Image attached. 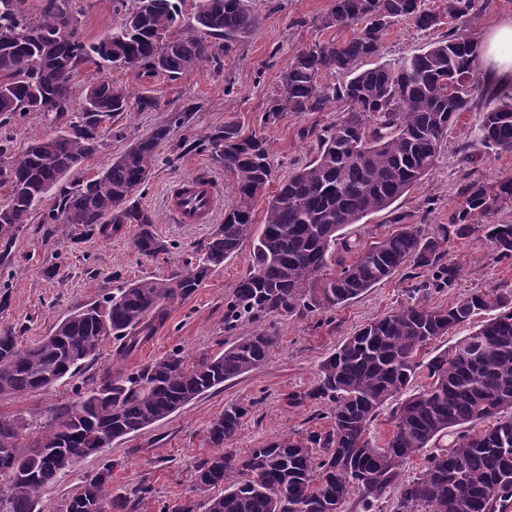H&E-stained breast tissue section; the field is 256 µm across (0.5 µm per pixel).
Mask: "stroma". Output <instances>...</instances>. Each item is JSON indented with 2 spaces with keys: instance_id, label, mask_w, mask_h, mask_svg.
<instances>
[{
  "instance_id": "35a3bbf8",
  "label": "stroma",
  "mask_w": 512,
  "mask_h": 512,
  "mask_svg": "<svg viewBox=\"0 0 512 512\" xmlns=\"http://www.w3.org/2000/svg\"><path fill=\"white\" fill-rule=\"evenodd\" d=\"M330 0H253L262 22L247 38L225 53L221 66L206 63L180 78L150 75L136 69L83 64L75 76L82 87L107 80L125 85L133 96L157 100L153 112L130 108L102 137L100 151L83 166L70 171L75 182L89 173L107 169L138 138L147 135L171 112L193 105L189 124L171 131L161 147L151 178L142 192L140 205L158 219L155 232L167 243L168 252L153 259L137 254L132 234L122 230L111 237L96 232H76L72 237L45 235L39 219L19 232L11 249L10 265H0V329L20 327L23 344H31L72 311L102 300L122 282L147 276L167 277L194 260L214 223L222 222L224 210L235 201L234 178L212 164L207 152L184 153L182 140L235 123L243 135L262 133L270 147L277 178H285L295 164L313 158L316 138H301L304 127L323 129L336 119V110L290 115L279 124L261 127L259 119L269 98L280 89V75L300 48L336 39L337 32L323 28L319 20ZM77 31L85 42L97 41L120 25L125 13L117 0H69ZM435 37L408 22L391 26L381 47V60L391 61L416 52ZM475 112L463 113L448 132L436 165L429 176L391 209L374 213L362 223L345 228L348 239L372 242L378 234L391 231L393 219L425 210L433 224H444L456 205V189L465 174L486 181L502 174L512 175V154L477 153L471 168L459 164V152L474 138ZM205 176L217 188L213 224H179L166 209L168 191L185 176ZM250 245H242L185 299L168 308V317L153 338L131 355L134 368L180 350L188 359L223 351L234 335L224 329V308L238 280L251 264ZM447 258L459 275L446 288L434 293L431 305L448 306L476 290L512 289V261H495L490 242L476 233L452 240ZM408 271H400L360 298L333 313L313 312L305 316H279L265 320L277 336L268 361L251 372L225 382L182 406L169 418L103 449L81 461L72 471L47 485L41 492L40 512H54L90 476L104 465L112 467V492L130 497L127 512H176L178 505L194 498V470L214 454L208 427L225 406L240 403L249 412L230 442L237 453L261 447L265 442L290 432L302 434L322 429L323 406L289 408L288 394L308 390L315 383L319 363L342 341L369 320L382 316L406 300ZM113 341L103 343L96 361L46 391L0 399V416L24 417L26 442L41 435L50 409L72 403L76 392L111 365Z\"/></svg>"
}]
</instances>
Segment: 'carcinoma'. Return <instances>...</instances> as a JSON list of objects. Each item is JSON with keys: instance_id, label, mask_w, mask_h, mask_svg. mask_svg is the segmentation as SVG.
<instances>
[{"instance_id": "cac0c4a2", "label": "carcinoma", "mask_w": 512, "mask_h": 512, "mask_svg": "<svg viewBox=\"0 0 512 512\" xmlns=\"http://www.w3.org/2000/svg\"><path fill=\"white\" fill-rule=\"evenodd\" d=\"M26 2L0 0V187L8 188L0 205V263L50 192L53 206L42 219L49 233L68 236L82 227L107 238L129 227L141 256L168 251L154 231L156 216L138 196L171 127L189 123L192 107L172 113L106 170L69 184L67 172L99 151L104 128L128 111L131 98L127 87L103 81L95 84L97 100L88 108L90 86L77 89L75 74L95 60L176 79L204 63L220 64L261 17L251 0H193L187 15L186 0H131L120 26L87 45L77 36L68 0H40L34 15ZM480 8L481 0H443L437 8L426 0H331L320 24L350 29L351 37L301 49L260 122L271 126L337 103L344 109L324 132L301 131L319 141L317 155L278 183L257 237H251L255 203L276 181L269 147L263 136H245L226 122L183 146L208 152L235 178L236 201L195 261L166 278L116 286L29 347L20 344L24 329L0 330V399L48 390L94 361L105 341H118L117 365L105 368L77 401L51 410L28 449L20 445L24 421L0 417V435L14 439L0 455V512H37L40 491L93 449L136 434L261 366L277 340L259 322L341 307L408 267L428 272L425 279L411 277V303L347 337L320 364L314 386L288 396L292 408L325 406L328 430L284 434L240 456L224 444L248 408L224 407L208 428L217 451L194 474L201 500H188L177 512H336L353 496L363 512H383L388 501L392 512H512V291L477 290L446 308L427 304L457 275L446 262L453 238L483 231L495 258L512 260V224L491 222L512 204V176L493 182L464 177L446 224H407L397 216V228L369 244L342 237L346 226L389 209L422 181L448 130L471 111L480 94V46L468 24ZM447 18L456 25L422 49L362 67L380 55L395 23L436 31ZM338 74L347 80L330 81ZM31 113L59 131L18 151L7 129ZM475 132L462 148L463 167L474 163L478 145L512 153V96L486 100ZM248 238L251 266L225 306L224 327L234 330L244 318L258 326L197 360L174 351L138 368L118 366L153 337L168 304L194 293ZM487 310L498 314L476 320ZM464 325L472 331L454 351L425 364L418 360L433 341ZM423 365L429 385L394 401ZM391 400L393 428L379 445L369 429ZM423 452L424 466L405 474L407 461ZM111 478L109 467L86 478L58 512H125L127 499L112 496ZM216 488L221 492L212 493Z\"/></svg>"}]
</instances>
